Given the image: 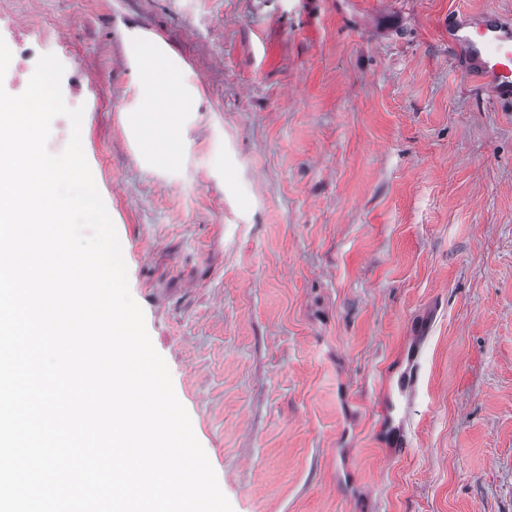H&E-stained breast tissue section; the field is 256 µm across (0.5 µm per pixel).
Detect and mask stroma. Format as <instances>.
<instances>
[{
  "label": "stroma",
  "instance_id": "stroma-1",
  "mask_svg": "<svg viewBox=\"0 0 512 512\" xmlns=\"http://www.w3.org/2000/svg\"><path fill=\"white\" fill-rule=\"evenodd\" d=\"M512 0H0L89 73L82 147L233 512H512V107L448 15ZM178 76L143 153L136 45ZM424 326L409 446L380 432Z\"/></svg>",
  "mask_w": 512,
  "mask_h": 512
}]
</instances>
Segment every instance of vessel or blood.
I'll list each match as a JSON object with an SVG mask.
<instances>
[{"mask_svg":"<svg viewBox=\"0 0 512 512\" xmlns=\"http://www.w3.org/2000/svg\"><path fill=\"white\" fill-rule=\"evenodd\" d=\"M448 49L460 71L493 98L512 103V19L495 10L448 16ZM422 351L413 348L398 380L402 393L416 391L422 376Z\"/></svg>","mask_w":512,"mask_h":512,"instance_id":"vessel-or-blood-1","label":"vessel or blood"}]
</instances>
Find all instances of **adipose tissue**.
I'll use <instances>...</instances> for the list:
<instances>
[{"mask_svg": "<svg viewBox=\"0 0 512 512\" xmlns=\"http://www.w3.org/2000/svg\"><path fill=\"white\" fill-rule=\"evenodd\" d=\"M139 65L147 88V103L138 124L149 129L150 137L141 139L143 150L162 154L175 161L180 143L179 122L171 104L180 100L182 89L175 74L161 70L160 56L151 50L140 54Z\"/></svg>", "mask_w": 512, "mask_h": 512, "instance_id": "obj_1", "label": "adipose tissue"}]
</instances>
